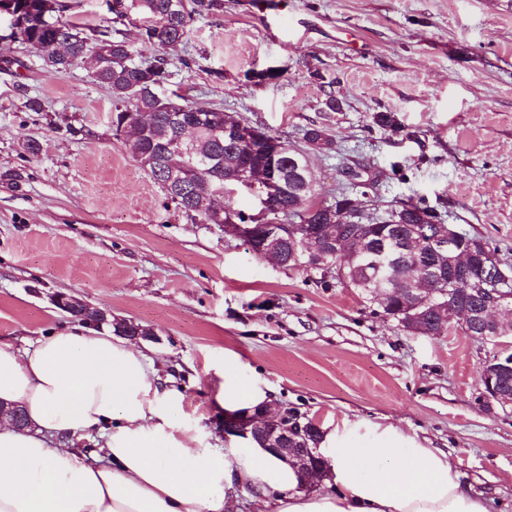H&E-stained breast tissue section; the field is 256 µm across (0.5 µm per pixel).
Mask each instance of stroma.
<instances>
[{
  "label": "stroma",
  "instance_id": "obj_1",
  "mask_svg": "<svg viewBox=\"0 0 512 512\" xmlns=\"http://www.w3.org/2000/svg\"><path fill=\"white\" fill-rule=\"evenodd\" d=\"M62 2L60 19L87 31L112 18L104 0ZM287 2L224 0L223 13L195 18L163 52L162 93L296 147L321 127L336 150L308 153L317 199L346 187L344 161L363 164L379 178L370 212L425 199L512 265V0ZM7 32L0 18L1 345L71 325L53 296L72 294L156 333L159 374L184 396L177 424L218 450L238 443L216 402L231 355L275 408L417 434L489 512H512V407L481 381L493 343L456 326L412 335L335 270L278 265L190 219L115 135L112 94L87 67L56 73ZM266 69L276 78L247 77ZM378 112L397 130L377 126Z\"/></svg>",
  "mask_w": 512,
  "mask_h": 512
}]
</instances>
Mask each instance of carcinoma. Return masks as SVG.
<instances>
[{"instance_id": "cac0c4a2", "label": "carcinoma", "mask_w": 512, "mask_h": 512, "mask_svg": "<svg viewBox=\"0 0 512 512\" xmlns=\"http://www.w3.org/2000/svg\"><path fill=\"white\" fill-rule=\"evenodd\" d=\"M126 4L128 11L112 8L113 20L126 19L142 23V41L146 46L165 48L182 42L189 34L191 22L197 16H207L224 11V0H114ZM22 20L26 26L28 46L43 62L59 74L67 69L86 63L93 48L103 52L99 65L90 70L93 81L106 86L115 101L117 124H125V134L133 140L135 149L156 159L148 175L159 185L163 184L161 172L171 166H181L191 175L192 190L174 200L176 206L194 219H207V212L214 204L208 188L209 176L197 174L194 168L203 162L220 167L225 180L235 179L242 171L253 176L262 174L271 160L272 148L279 147L277 163L280 186L271 201L272 208L288 211L298 219L289 223L285 252L291 253L300 243L303 225L334 224L340 218L346 221L343 228L364 240L369 250L382 251L392 265L380 269L370 265L361 255H353L346 261V286L376 301L385 316L400 321L398 312L401 299L421 301L412 278L413 271L435 257L425 254L412 243V227L415 224L442 223V219L420 200L403 199L384 215L374 217L358 205L348 211L344 207L350 200L347 193L333 197L331 201H313L314 188L304 177L308 167L307 152L292 147L280 137L264 132L256 140L236 139L224 132L225 119L236 115L220 108L200 109L188 101L179 102L159 93L166 79V60L153 56L146 58L129 42L102 33L91 38L79 27L61 21L52 15H44L39 0H20ZM190 117L199 126V133L190 149L183 156L166 155L163 144L171 139L177 127L171 116ZM306 145L319 152L335 150L334 142L319 127L305 130ZM224 223L256 226L261 219L246 216L235 207V196L223 197ZM498 259L492 251H475L469 256V264L477 268H494ZM437 293L425 295L428 303H435L438 292L446 291L445 302H454L470 313L481 311L485 297L474 286L433 283ZM451 323L440 314L427 308L420 335L441 337L448 333Z\"/></svg>"}]
</instances>
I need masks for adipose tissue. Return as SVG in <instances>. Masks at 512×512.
Listing matches in <instances>:
<instances>
[{
  "label": "adipose tissue",
  "instance_id": "obj_1",
  "mask_svg": "<svg viewBox=\"0 0 512 512\" xmlns=\"http://www.w3.org/2000/svg\"><path fill=\"white\" fill-rule=\"evenodd\" d=\"M218 402L234 412L272 398L228 358ZM0 403L30 422L0 420V512H232L236 488L255 492L258 512H488L445 452L391 425L363 435L325 427L326 471L312 492L252 439L218 452L176 425L183 396L151 356L91 326L0 347ZM63 433L98 438L100 453H78Z\"/></svg>",
  "mask_w": 512,
  "mask_h": 512
}]
</instances>
